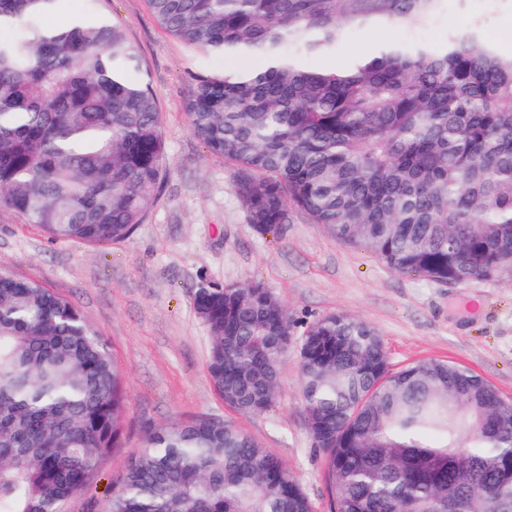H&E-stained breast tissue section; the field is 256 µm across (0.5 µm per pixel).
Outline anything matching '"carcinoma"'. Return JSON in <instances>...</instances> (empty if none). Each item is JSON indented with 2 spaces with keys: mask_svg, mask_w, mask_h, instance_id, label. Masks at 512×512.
Here are the masks:
<instances>
[{
  "mask_svg": "<svg viewBox=\"0 0 512 512\" xmlns=\"http://www.w3.org/2000/svg\"><path fill=\"white\" fill-rule=\"evenodd\" d=\"M64 0H0V205L52 241L129 239L165 173L139 50L106 17L50 25ZM440 0H147L206 54L256 57L198 77L193 134L236 166L249 223L294 205L392 271L443 284L512 277V54L453 30L311 68L356 26L424 25ZM207 370L224 403L272 408L294 351L307 430L339 512H512V402L468 369L397 372L377 330L344 313L299 336L259 283L204 284ZM126 407L108 342L49 289L0 269V512H64L113 447ZM108 512H312L283 461L231 422L161 428Z\"/></svg>",
  "mask_w": 512,
  "mask_h": 512,
  "instance_id": "cac0c4a2",
  "label": "carcinoma"
}]
</instances>
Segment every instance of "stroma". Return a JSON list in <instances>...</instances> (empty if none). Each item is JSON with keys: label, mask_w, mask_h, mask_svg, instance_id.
<instances>
[{"label": "stroma", "mask_w": 512, "mask_h": 512, "mask_svg": "<svg viewBox=\"0 0 512 512\" xmlns=\"http://www.w3.org/2000/svg\"><path fill=\"white\" fill-rule=\"evenodd\" d=\"M91 8L122 28L140 52L142 76L162 116L167 173L132 237L97 247L49 240L0 206V269L71 302L107 340L124 376L123 428L65 512H104L152 432L201 417L233 422L250 434L286 463L313 512H330L325 456L306 429L296 354L284 360L277 402L267 412L239 413L213 389L211 338L193 303L195 289L208 282L262 284L286 307L298 334L323 316L348 314L378 330L392 370L449 361L512 401V280L449 285L397 274L361 248L337 242L294 206L286 224L259 233L232 188L234 166L192 134L185 110L196 78L223 71V59L167 33L146 0H67L50 20ZM470 27L482 43L511 54L512 0H440L434 17L417 29H352L333 60L343 65L392 42L441 46L450 30Z\"/></svg>", "instance_id": "1"}]
</instances>
